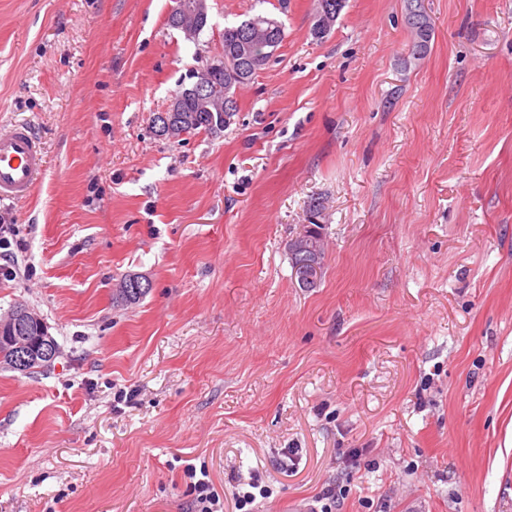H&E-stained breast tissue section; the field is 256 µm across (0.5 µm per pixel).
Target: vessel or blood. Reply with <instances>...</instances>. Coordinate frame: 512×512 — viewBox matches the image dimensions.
Listing matches in <instances>:
<instances>
[{
    "label": "vessel or blood",
    "instance_id": "vessel-or-blood-1",
    "mask_svg": "<svg viewBox=\"0 0 512 512\" xmlns=\"http://www.w3.org/2000/svg\"><path fill=\"white\" fill-rule=\"evenodd\" d=\"M45 168L43 149L28 125L0 127V199L30 198Z\"/></svg>",
    "mask_w": 512,
    "mask_h": 512
}]
</instances>
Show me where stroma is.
<instances>
[{
    "instance_id": "35a3bbf8",
    "label": "stroma",
    "mask_w": 512,
    "mask_h": 512,
    "mask_svg": "<svg viewBox=\"0 0 512 512\" xmlns=\"http://www.w3.org/2000/svg\"><path fill=\"white\" fill-rule=\"evenodd\" d=\"M0 0V124L47 170L0 218L26 245L0 314L34 308L50 367L0 368V512H191L260 473L254 512H512V0ZM284 24L229 125L171 140L152 119L222 33ZM325 206V268L289 241ZM148 277L138 303L116 284ZM297 470H281L285 449ZM171 10L174 26L168 21L173 29H179L187 39L196 38L197 32L194 26V19L198 16H208L207 0H175ZM201 476L196 481V468L188 466L185 475L189 478L190 491L192 499L193 512H223L224 511V493L220 494L214 487L212 481L206 479L208 477L205 470H200Z\"/></svg>"
}]
</instances>
